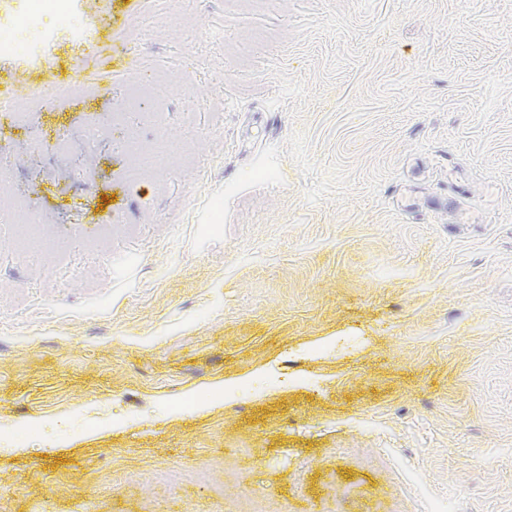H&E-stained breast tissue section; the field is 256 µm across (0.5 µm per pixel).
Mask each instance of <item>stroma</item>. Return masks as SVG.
Wrapping results in <instances>:
<instances>
[{"label":"stroma","mask_w":512,"mask_h":512,"mask_svg":"<svg viewBox=\"0 0 512 512\" xmlns=\"http://www.w3.org/2000/svg\"><path fill=\"white\" fill-rule=\"evenodd\" d=\"M26 6L0 512H512V0Z\"/></svg>","instance_id":"stroma-1"}]
</instances>
